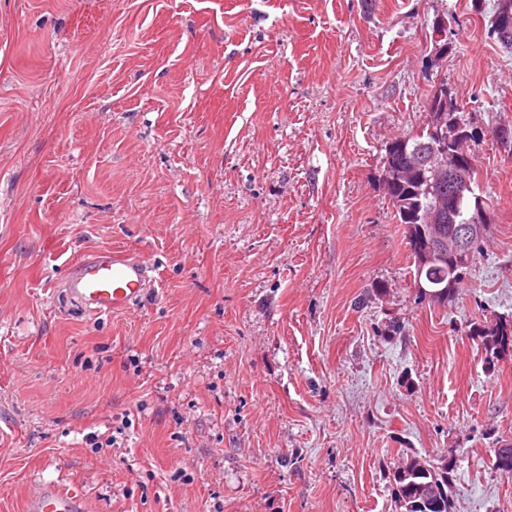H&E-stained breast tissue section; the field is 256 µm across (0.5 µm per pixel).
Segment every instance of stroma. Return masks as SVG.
<instances>
[{"label":"stroma","instance_id":"obj_1","mask_svg":"<svg viewBox=\"0 0 512 512\" xmlns=\"http://www.w3.org/2000/svg\"><path fill=\"white\" fill-rule=\"evenodd\" d=\"M473 0H0V512H512V52ZM444 32H436L437 21ZM447 43L439 51L438 43ZM487 233L421 295L382 183L440 86ZM139 254L93 315L62 283ZM146 260L117 252L76 262L63 282L69 297L97 315L130 309L150 285ZM478 336H483L482 344L485 349L493 351L496 355L512 351V325L495 323L491 327L479 330ZM393 494L402 512H454L453 478L433 473L420 459H407L393 474ZM29 512H84L83 499L77 490H59L53 487L40 488L30 497Z\"/></svg>","mask_w":512,"mask_h":512}]
</instances>
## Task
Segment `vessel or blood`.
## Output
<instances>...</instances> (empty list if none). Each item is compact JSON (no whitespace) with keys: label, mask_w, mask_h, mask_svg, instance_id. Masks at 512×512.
Segmentation results:
<instances>
[{"label":"vessel or blood","mask_w":512,"mask_h":512,"mask_svg":"<svg viewBox=\"0 0 512 512\" xmlns=\"http://www.w3.org/2000/svg\"><path fill=\"white\" fill-rule=\"evenodd\" d=\"M150 282L146 260L107 252L76 262L63 286L85 309L107 315L130 309ZM28 512H83V499L78 491L47 486L30 497Z\"/></svg>","instance_id":"obj_1"}]
</instances>
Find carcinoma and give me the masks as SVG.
<instances>
[{
  "mask_svg": "<svg viewBox=\"0 0 512 512\" xmlns=\"http://www.w3.org/2000/svg\"><path fill=\"white\" fill-rule=\"evenodd\" d=\"M491 34L505 49H512V0H498L491 19ZM430 117L445 115V137L448 145L447 170L436 177L427 166L412 160L416 151L437 145L431 124L412 136L393 140L386 147L383 183L394 208L397 223L403 225L404 238L409 245L415 267L421 265L424 252V216L434 211L437 203L444 210L436 216V223L443 231L479 216L486 202L475 193L478 186L473 166L462 168L463 177L456 169L459 158L454 154L458 140L473 139L467 125L458 115L452 94L446 87L437 90L429 100ZM428 279L448 285L447 295H452L458 282L448 280V264L431 263L425 269ZM485 349L495 354L512 351V325L496 323L479 330ZM495 466L512 471V445L504 444L495 450ZM393 494L402 512H454L453 478L444 471L432 472L421 460L413 457L393 474Z\"/></svg>",
  "mask_w": 512,
  "mask_h": 512,
  "instance_id": "1",
  "label": "carcinoma"
}]
</instances>
